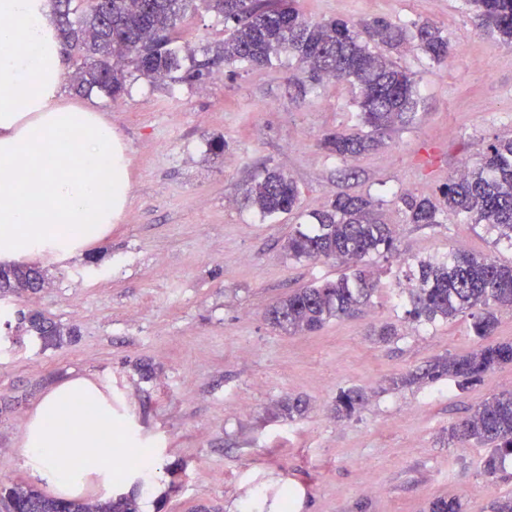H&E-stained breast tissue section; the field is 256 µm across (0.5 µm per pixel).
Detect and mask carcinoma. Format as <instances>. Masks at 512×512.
<instances>
[{
  "label": "carcinoma",
  "instance_id": "obj_1",
  "mask_svg": "<svg viewBox=\"0 0 512 512\" xmlns=\"http://www.w3.org/2000/svg\"><path fill=\"white\" fill-rule=\"evenodd\" d=\"M208 8L231 25L222 51L183 69L177 42L178 24L196 8V0H51L61 36L80 60L77 88L104 92L116 100L128 79H170L192 83L204 80L216 60L268 68L291 57L315 88L332 80H346L355 89L360 129L333 132L323 140L330 154L347 160L377 149L384 136L417 104L416 82L388 54L405 43L407 30L384 19L360 24L332 18L306 20L296 0H204ZM473 21L512 49V0H467ZM410 36L430 60L441 63L451 54L448 38L430 21L415 25ZM443 206L496 233V241L512 247V139H496L476 164L448 178L441 190ZM243 204L262 217L291 212L298 204L296 182L277 169H265L251 180ZM406 222L438 224L440 209L428 198L406 193L399 197ZM314 224L288 235L284 249L295 260H334L345 267L335 281L293 290L267 310L274 327L305 334L332 319L349 316L378 288L370 269L374 257L395 254L392 231L379 205L368 196L340 194L311 214ZM43 273L25 264L0 265V295L21 296L44 287ZM408 316L416 321L449 320L470 312L471 329L480 346L465 355L436 356L424 366L391 381L393 388L453 378L464 389L488 371L512 363V342L494 339L498 318L494 304L512 309V263L478 257L464 249L441 259L417 261L405 288ZM32 335L45 347L59 348L74 336L41 312L23 317ZM365 403L359 388L341 390L334 412L350 419ZM459 443L474 440L490 447L484 473L493 476L512 455V390L484 402L452 428ZM0 512H139L133 495L99 500L49 498L20 484L0 487ZM429 512H464L456 497L440 496Z\"/></svg>",
  "mask_w": 512,
  "mask_h": 512
}]
</instances>
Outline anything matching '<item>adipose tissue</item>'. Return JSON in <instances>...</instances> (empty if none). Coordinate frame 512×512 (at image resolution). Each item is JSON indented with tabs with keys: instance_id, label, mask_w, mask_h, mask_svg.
I'll return each mask as SVG.
<instances>
[{
	"instance_id": "adipose-tissue-1",
	"label": "adipose tissue",
	"mask_w": 512,
	"mask_h": 512,
	"mask_svg": "<svg viewBox=\"0 0 512 512\" xmlns=\"http://www.w3.org/2000/svg\"><path fill=\"white\" fill-rule=\"evenodd\" d=\"M65 62L47 0H0V262L73 255L109 230L129 193L110 121L61 94ZM122 448L113 458L111 445ZM20 455L41 486L79 497L147 477L156 458L115 437L112 404L93 379L56 384L27 421Z\"/></svg>"
}]
</instances>
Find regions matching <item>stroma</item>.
Masks as SVG:
<instances>
[{
  "mask_svg": "<svg viewBox=\"0 0 512 512\" xmlns=\"http://www.w3.org/2000/svg\"><path fill=\"white\" fill-rule=\"evenodd\" d=\"M312 22L376 17L413 27L434 22L452 63L414 44L395 58L416 81L419 104L377 151L344 161L321 142L358 124L345 82L302 95L295 60L254 70L218 66L193 84L130 80L122 98L77 92L78 60L65 57V97L111 122L127 162L130 193L109 235L72 257L46 256L40 292L0 299V484L37 487L18 450L37 402L72 376L95 379L112 399L116 434L158 449L148 482L153 512H427L437 496L464 512H489L512 496V456L489 477L488 449L449 441L452 424L512 389V364L462 389L453 380L395 389L392 378L438 355L476 349L468 314L418 322L406 314V275L417 260L463 248L512 262L478 224L444 213L406 223L401 194L438 197L462 162L498 137L512 138V49L480 31L463 0H298ZM221 17L197 7L177 45L223 46ZM225 142L217 150V142ZM275 167L296 182L300 207L274 219L240 203L246 180ZM368 195L396 231V254L373 259L379 286L361 312L291 335L266 309L294 288L333 280V261H297L288 234L336 194ZM40 311L76 336L43 348L19 328ZM392 323L382 342L371 327ZM367 401L337 420L339 390ZM300 399L291 419L282 402ZM379 490L367 492L366 482Z\"/></svg>",
  "mask_w": 512,
  "mask_h": 512,
  "instance_id": "obj_1",
  "label": "stroma"
}]
</instances>
